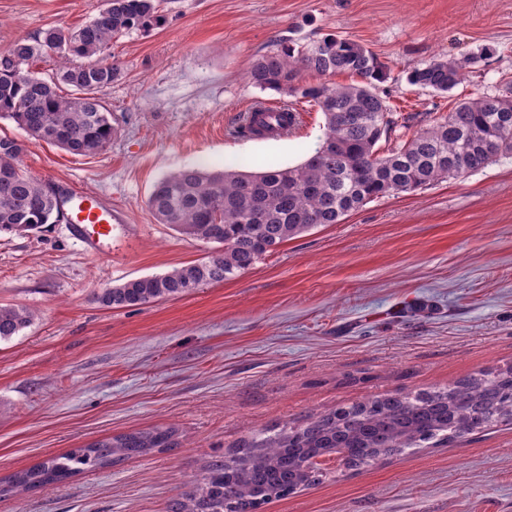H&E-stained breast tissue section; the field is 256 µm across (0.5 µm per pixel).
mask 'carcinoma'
Here are the masks:
<instances>
[{"label":"carcinoma","instance_id":"cac0c4a2","mask_svg":"<svg viewBox=\"0 0 512 512\" xmlns=\"http://www.w3.org/2000/svg\"><path fill=\"white\" fill-rule=\"evenodd\" d=\"M161 0H105L89 22L74 28L49 27L15 41L0 59V118L13 120L33 139L75 155L104 148L116 135L112 113L98 92L119 79L112 40L162 19ZM60 60L45 80L30 69L49 56ZM351 73L359 85L302 83L301 74ZM389 67L365 46L328 35L298 47L284 45L258 57L250 84L315 103L325 117L322 142L299 165L252 173L185 167L159 180L148 205L155 219L177 232L216 245L211 255L163 274L101 289L107 308L136 307L179 298L222 282L252 267L284 242L319 224H337L365 203L392 193L414 191L462 177L512 155V81L501 93L479 96L433 119L418 113L397 116L378 92ZM465 78L456 62L415 67L411 84L448 92ZM73 91L59 93L60 86ZM258 112V126L241 125L246 138L263 129L293 127L292 114ZM395 137L386 155L383 138ZM20 148L0 137V234H27L59 221L56 191L29 175ZM34 314L19 305H0V341L29 327ZM496 423H512V366L481 371L447 387L409 395L395 393L337 407L308 418L256 432L226 459L209 462L192 489L170 512H255L272 499L300 489L302 467L334 449L345 465L360 467L409 448L440 445ZM175 431L153 429L121 434L50 456L8 477L6 490L59 483L117 460L174 447Z\"/></svg>","mask_w":512,"mask_h":512}]
</instances>
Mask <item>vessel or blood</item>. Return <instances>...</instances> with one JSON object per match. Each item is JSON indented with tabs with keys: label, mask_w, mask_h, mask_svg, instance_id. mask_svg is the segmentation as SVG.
I'll use <instances>...</instances> for the list:
<instances>
[{
	"label": "vessel or blood",
	"mask_w": 512,
	"mask_h": 512,
	"mask_svg": "<svg viewBox=\"0 0 512 512\" xmlns=\"http://www.w3.org/2000/svg\"><path fill=\"white\" fill-rule=\"evenodd\" d=\"M62 212L71 236L93 256L108 254L112 238V205L99 196L74 190L70 185L58 188Z\"/></svg>",
	"instance_id": "1"
}]
</instances>
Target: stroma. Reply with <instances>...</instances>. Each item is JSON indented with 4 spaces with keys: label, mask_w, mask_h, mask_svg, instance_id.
Listing matches in <instances>:
<instances>
[{
    "label": "stroma",
    "mask_w": 512,
    "mask_h": 512,
    "mask_svg": "<svg viewBox=\"0 0 512 512\" xmlns=\"http://www.w3.org/2000/svg\"><path fill=\"white\" fill-rule=\"evenodd\" d=\"M103 5L0 0V52ZM329 34L389 66L379 92L398 113L445 115L512 76V0H168L160 22L112 45L122 75L99 93L116 128L105 148L73 155L0 118L28 173L102 195L125 218L108 258L62 224L0 236V305L35 314L0 341V478L133 431L170 428L176 441L1 494L0 512H169L255 431L512 365V155L372 200L189 295L129 309L97 301L99 289L211 252L157 223L147 200L159 179L190 166L261 172L313 153L325 120L303 99L288 135L231 129L252 100H282L249 83L259 55ZM461 59L467 78L447 93L407 81L422 63ZM261 512H512V424L356 470L329 464Z\"/></svg>",
    "instance_id": "35a3bbf8"
}]
</instances>
